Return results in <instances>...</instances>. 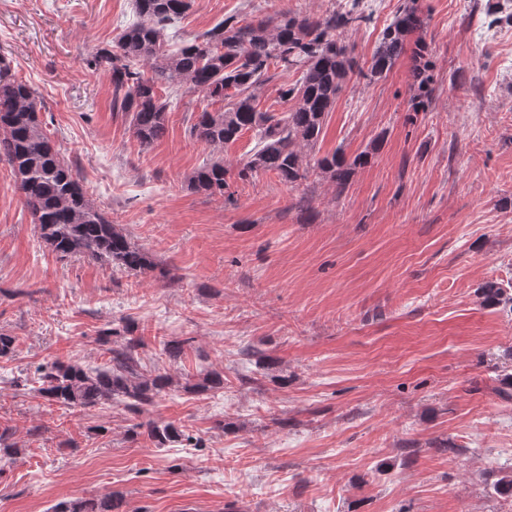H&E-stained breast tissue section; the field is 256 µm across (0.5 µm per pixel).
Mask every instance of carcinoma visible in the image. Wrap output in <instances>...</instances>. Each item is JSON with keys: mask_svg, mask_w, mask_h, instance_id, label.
<instances>
[{"mask_svg": "<svg viewBox=\"0 0 512 512\" xmlns=\"http://www.w3.org/2000/svg\"><path fill=\"white\" fill-rule=\"evenodd\" d=\"M193 0H133L138 21L125 28L115 46L94 53L88 66L111 76L115 103L130 119L135 138L149 146L164 136L170 101L160 96L163 86H182L215 101L224 109L201 112L189 128V136L214 150L239 139L246 131L258 140L238 177L273 172L291 187L307 178L314 165L341 196L358 167L371 162L364 152L353 160L336 150L310 163L309 151L317 144L336 98L352 77L370 83L387 74L407 46L413 45L410 72V109H425L433 92L434 62L426 41L427 22L416 0L403 7L384 28L370 66L360 67L344 40L347 29L364 17L352 8L332 9L322 14L290 10L255 17L242 23L226 18L203 39L185 40L176 50L165 46L166 27L192 7ZM294 70L300 77L278 88V97L292 102L288 111L276 115L258 109L255 91L272 81L270 66ZM43 103L37 92L12 73L0 59V162L8 165L32 223L40 237L60 259L85 258L134 271L170 272L145 250L133 246L127 235L112 223L84 188L73 164L67 161L43 129L39 118ZM228 168L218 157L195 169L186 179L187 188L207 197L224 196ZM486 305L504 304L512 312V297L495 283L481 288ZM134 327L125 324L102 333L107 345V366L85 368L72 361L54 360L35 367L23 379L49 405L75 410L116 404L139 415L156 399L168 394L174 379L167 372L143 369L138 354L145 346ZM191 339L163 343V352L175 363ZM198 393L224 390V371L213 370L191 385ZM131 439L140 437L157 448L195 437L173 421L136 423ZM122 496L100 500L61 501L52 512H118Z\"/></svg>", "mask_w": 512, "mask_h": 512, "instance_id": "carcinoma-1", "label": "carcinoma"}]
</instances>
